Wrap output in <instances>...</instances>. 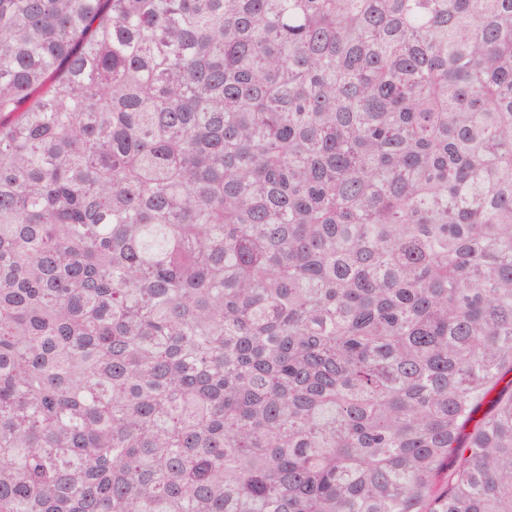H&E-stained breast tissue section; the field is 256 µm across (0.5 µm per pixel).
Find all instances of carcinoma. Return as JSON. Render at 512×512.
<instances>
[{"mask_svg":"<svg viewBox=\"0 0 512 512\" xmlns=\"http://www.w3.org/2000/svg\"><path fill=\"white\" fill-rule=\"evenodd\" d=\"M0 512H512V0H0Z\"/></svg>","mask_w":512,"mask_h":512,"instance_id":"obj_1","label":"carcinoma"}]
</instances>
